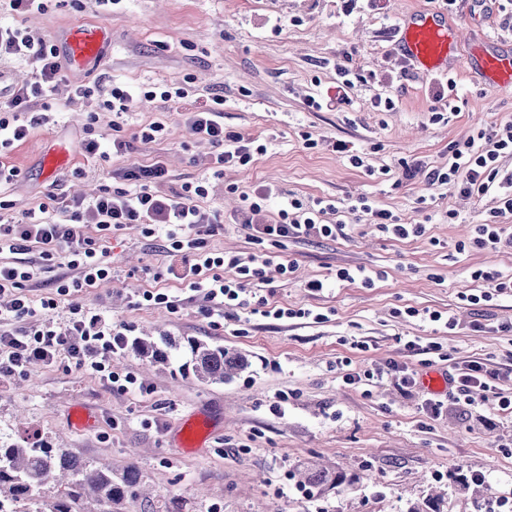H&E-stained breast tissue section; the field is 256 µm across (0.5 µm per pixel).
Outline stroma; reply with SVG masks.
<instances>
[{"mask_svg": "<svg viewBox=\"0 0 512 512\" xmlns=\"http://www.w3.org/2000/svg\"><path fill=\"white\" fill-rule=\"evenodd\" d=\"M43 12L0 10V26L22 27L56 39L70 25H108L112 46L97 65L64 70L52 110L26 141L0 148V165L17 175L0 186V217L20 218L49 195L124 187V170L163 160L165 188L208 178L210 209L224 223L208 238L210 249L246 254L275 251L293 261V273L269 267L258 282L271 305L310 308L323 323L249 315L212 319L201 297L164 280L169 263L164 235L130 224L109 244L112 278L86 290L80 304L124 324L130 337L195 338L245 351L248 372L224 384L119 353L112 369L133 373L141 390L131 394L62 360L27 373L0 375V435L18 441L37 434L59 442L113 476L135 468L141 495L129 512H406L430 492L448 495L446 512H472L474 502L512 497V413L486 404L472 409L449 399L438 416L422 405L434 397L423 379L449 372L453 363L478 359L500 370L512 394V297L461 305L475 284L469 272L492 268L512 276V251L472 245L476 225L498 207L496 192L466 196L429 186L426 173L448 163V151L479 127L512 124V91L483 83L475 63L487 41L512 47V0H46ZM445 11L463 42L447 75L429 77L402 58L398 42L418 10ZM188 81L182 103L144 98V91ZM133 87L137 96L120 130L106 108H90L78 85ZM224 97V126L265 145L245 166L214 172L216 152L190 134L185 111ZM320 108H313L312 100ZM165 127L153 142L141 127ZM94 124L107 157L81 152L86 124ZM127 147L113 153L112 140ZM350 152H337L338 142ZM64 149L67 165L54 178L41 175L44 154ZM364 163L353 167L350 154ZM414 166L412 178L402 175ZM271 189L270 212L288 197L346 202L361 194L405 224H423L424 236L396 240L365 218L342 210L324 223L344 221L346 238L280 245L252 238L237 218L242 193ZM464 253H457L458 243ZM374 271L371 287L340 283L336 271ZM325 282L322 292L309 280ZM159 287L178 299L176 312L132 307L131 295ZM455 314L448 336L406 308ZM442 344L444 359L425 364L404 351L403 340ZM397 362L415 369L411 388L394 380L349 385L344 375ZM288 397L281 411L276 394ZM85 409L96 417L84 430L71 422ZM205 417L212 433L195 453L179 448L176 431L191 416ZM307 467H343L360 481L318 495L296 485ZM484 479L483 495L449 483L454 468Z\"/></svg>", "mask_w": 512, "mask_h": 512, "instance_id": "1", "label": "stroma"}]
</instances>
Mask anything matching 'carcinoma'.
<instances>
[{"mask_svg": "<svg viewBox=\"0 0 512 512\" xmlns=\"http://www.w3.org/2000/svg\"><path fill=\"white\" fill-rule=\"evenodd\" d=\"M125 351L132 352L153 364L166 365L174 352L188 353L189 360L180 366L181 374L193 375L210 383L233 380L250 367L242 351L224 346H211L188 338L162 336L137 337ZM360 474L343 470L329 473L308 470L301 474L300 485L322 494L345 483H355ZM138 474L129 469L120 478L112 470L91 468L47 438L34 437L16 442H0V512H24L18 503L32 491H41L53 500V512H83L85 500L93 499L101 512H123L125 501L137 498ZM443 496L430 494L411 504L407 512H442Z\"/></svg>", "mask_w": 512, "mask_h": 512, "instance_id": "1", "label": "carcinoma"}]
</instances>
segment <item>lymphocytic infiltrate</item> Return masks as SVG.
<instances>
[{
    "instance_id": "obj_1",
    "label": "lymphocytic infiltrate",
    "mask_w": 512,
    "mask_h": 512,
    "mask_svg": "<svg viewBox=\"0 0 512 512\" xmlns=\"http://www.w3.org/2000/svg\"><path fill=\"white\" fill-rule=\"evenodd\" d=\"M7 59L30 62L34 77L0 103L1 147L29 137L35 122L28 119V112L37 105H48L62 76L55 45L18 27H0V61ZM223 103V98L217 96L211 105L189 111L187 126L193 135L217 147V166L248 165L253 157L252 142L225 131ZM511 152V124L478 132L476 137L456 146L447 166L428 172V183L456 187L468 195L499 191L497 213L511 215L512 173L501 172L498 164L502 154ZM125 178L131 181V188H103L87 197H63L57 199L55 207L42 203L24 212L20 221L0 224V252L38 243L44 245L46 256L63 259L67 267L77 272L73 278H55L52 296L36 301L23 291L25 282L31 278L25 265L0 262V296L9 299L0 308V375L21 373L36 365L49 366L65 359L117 390L134 389L137 380L133 375L122 376L112 370V357L121 351L127 336L126 326L83 310L77 302L85 289L110 278L111 268L105 261L106 243L110 235L128 224H149L165 231L170 241L167 275L180 288L201 295L207 304V314L224 318L233 316L236 310L247 309L276 319L323 321V314L312 309L278 308L252 291L253 281L263 279L271 263L270 255L242 257L207 249L205 238L215 232L221 220L218 212L199 204L208 195L205 182H197L181 192L163 193L160 186L167 181L168 170L159 160L134 167ZM241 199L242 222L260 237L276 242L288 237L312 240L347 235L345 222H322L327 211L322 201L306 205L297 199L288 200L278 211V223L272 224L265 216L267 194L245 193ZM348 211L365 216L379 232L401 240L426 232L425 225L399 223L392 212L372 206L363 197L351 200ZM91 224L96 226L98 237L87 235L86 228ZM64 301L70 311L65 326L57 327L46 321L26 330H14V323L35 317L40 311L56 309ZM499 381V372L481 361L467 360L456 378V388L468 407L475 409L494 401L505 410L512 407V397L503 395Z\"/></svg>"
}]
</instances>
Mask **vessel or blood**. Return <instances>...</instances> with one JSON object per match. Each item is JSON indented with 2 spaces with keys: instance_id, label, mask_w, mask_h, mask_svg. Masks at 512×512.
Instances as JSON below:
<instances>
[{
  "instance_id": "vessel-or-blood-1",
  "label": "vessel or blood",
  "mask_w": 512,
  "mask_h": 512,
  "mask_svg": "<svg viewBox=\"0 0 512 512\" xmlns=\"http://www.w3.org/2000/svg\"><path fill=\"white\" fill-rule=\"evenodd\" d=\"M402 54L425 73H447L448 60L454 57L460 42L439 12L421 13L405 23ZM62 55L70 68L85 69L95 64L112 43L111 30L102 24L75 25L59 37ZM485 80L493 86L512 87V58L491 54L481 63Z\"/></svg>"
}]
</instances>
